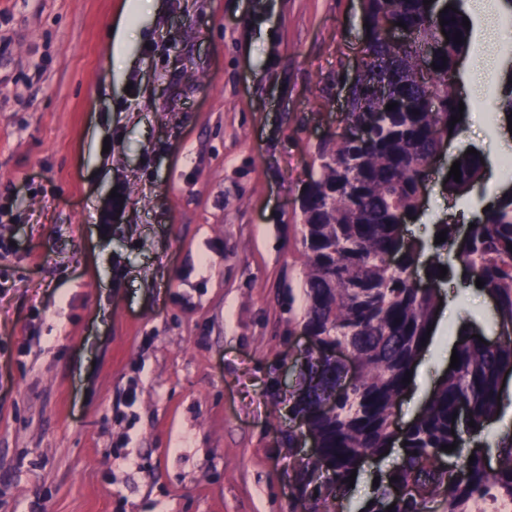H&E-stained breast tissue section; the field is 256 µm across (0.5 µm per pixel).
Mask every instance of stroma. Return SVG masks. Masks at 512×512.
I'll return each instance as SVG.
<instances>
[{
	"label": "stroma",
	"instance_id": "35a3bbf8",
	"mask_svg": "<svg viewBox=\"0 0 512 512\" xmlns=\"http://www.w3.org/2000/svg\"><path fill=\"white\" fill-rule=\"evenodd\" d=\"M474 18L466 62L499 65L459 95L491 141L512 14L493 47ZM365 40L361 0H0V512H298L299 204ZM492 158L460 200L429 186L416 238L512 189Z\"/></svg>",
	"mask_w": 512,
	"mask_h": 512
}]
</instances>
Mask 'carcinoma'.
<instances>
[{
  "instance_id": "carcinoma-1",
  "label": "carcinoma",
  "mask_w": 512,
  "mask_h": 512,
  "mask_svg": "<svg viewBox=\"0 0 512 512\" xmlns=\"http://www.w3.org/2000/svg\"><path fill=\"white\" fill-rule=\"evenodd\" d=\"M465 5L466 0H363V21L370 26L366 48L354 82L343 91L348 121L368 133L360 140L322 142L300 199V325L321 348L303 352L308 385L291 406L289 422L320 439L328 464L323 481L313 474V462L296 474L298 496L309 501L310 512H335V500L361 459L392 448L391 422L408 388L403 379L413 372L439 312L440 295L416 288L408 278L421 252L404 248L398 220L403 211L415 213L419 184L430 180L424 162L464 128L462 120L453 126L448 121L459 116L462 76L456 60L468 51L473 32L462 25L469 16ZM397 22L433 44L434 54L423 60L416 45L392 43L385 26ZM423 64L439 67L434 81H422ZM379 84L387 86V96L372 94ZM431 99L438 103L434 112L427 106ZM391 103L395 107L386 110ZM497 109L512 113V74ZM456 160L461 182H442L450 196L482 173L479 156L461 152ZM438 231L446 232V240L434 248L448 252V267L461 266L466 280L481 279L482 290L495 297V324L504 339L495 346L481 342L478 327L459 339L458 367L443 372L408 424L399 439V461L379 478L374 502L361 512H428L438 497L445 512H512V435L496 441L492 469L480 455L469 462L464 451L466 439L482 437L498 417L500 375L512 369V197L496 198L462 239L453 224H440ZM394 254L400 255L396 268L388 264ZM339 347L358 360L351 378L334 357ZM452 444L450 453L441 449ZM438 456L448 466L436 465ZM395 486L407 493L393 496Z\"/></svg>"
}]
</instances>
